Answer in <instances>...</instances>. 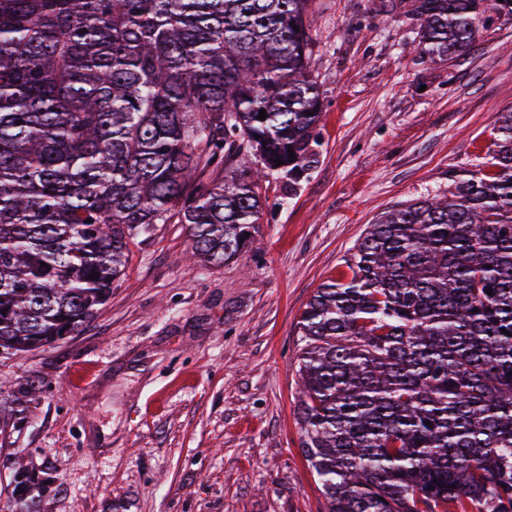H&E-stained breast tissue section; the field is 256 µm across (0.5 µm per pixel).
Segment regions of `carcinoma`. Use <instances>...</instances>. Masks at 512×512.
Returning a JSON list of instances; mask_svg holds the SVG:
<instances>
[{
	"label": "carcinoma",
	"instance_id": "carcinoma-1",
	"mask_svg": "<svg viewBox=\"0 0 512 512\" xmlns=\"http://www.w3.org/2000/svg\"><path fill=\"white\" fill-rule=\"evenodd\" d=\"M491 5L512 13L413 0L408 19L453 57ZM310 7L0 0V346L74 335L156 224L188 225L203 262L242 254L263 210L249 157L290 179L315 162ZM499 122L494 174L383 212L300 315L325 512H512V111ZM36 483L16 462V512H40Z\"/></svg>",
	"mask_w": 512,
	"mask_h": 512
}]
</instances>
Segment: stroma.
I'll return each instance as SVG.
<instances>
[{
	"mask_svg": "<svg viewBox=\"0 0 512 512\" xmlns=\"http://www.w3.org/2000/svg\"><path fill=\"white\" fill-rule=\"evenodd\" d=\"M405 10L313 0L316 161L263 181L239 259L203 267L186 225H156L79 333L0 356V399L28 417L0 435V512L18 461L51 476L41 512H324L300 449L297 321L381 213L490 172L512 110V14L439 60Z\"/></svg>",
	"mask_w": 512,
	"mask_h": 512,
	"instance_id": "stroma-1",
	"label": "stroma"
}]
</instances>
